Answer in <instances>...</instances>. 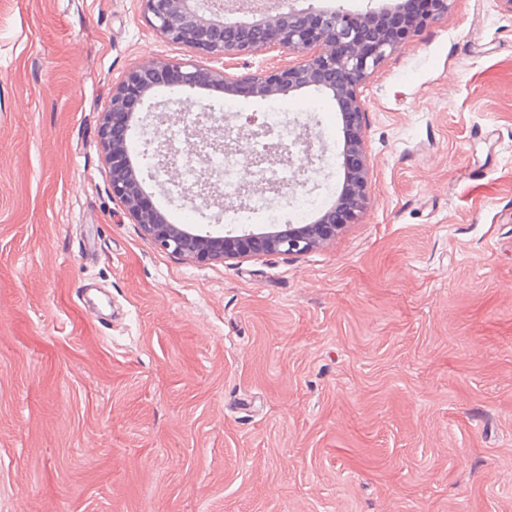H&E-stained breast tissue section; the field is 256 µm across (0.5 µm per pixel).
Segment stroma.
Listing matches in <instances>:
<instances>
[{"instance_id": "1", "label": "stroma", "mask_w": 512, "mask_h": 512, "mask_svg": "<svg viewBox=\"0 0 512 512\" xmlns=\"http://www.w3.org/2000/svg\"><path fill=\"white\" fill-rule=\"evenodd\" d=\"M209 64L140 0H0V512H512V0H452L360 88L366 211L199 264L114 200L133 66ZM305 186L331 95L281 96Z\"/></svg>"}]
</instances>
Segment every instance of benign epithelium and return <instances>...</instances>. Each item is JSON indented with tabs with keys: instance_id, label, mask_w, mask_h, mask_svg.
Returning <instances> with one entry per match:
<instances>
[{
	"instance_id": "1",
	"label": "benign epithelium",
	"mask_w": 512,
	"mask_h": 512,
	"mask_svg": "<svg viewBox=\"0 0 512 512\" xmlns=\"http://www.w3.org/2000/svg\"><path fill=\"white\" fill-rule=\"evenodd\" d=\"M144 15L167 41L184 45L210 57L206 66L180 59L151 60L129 69L112 89V100L102 113L100 140L105 150L112 198L125 208L152 244L163 252L195 262L273 255H302L336 237L343 225L332 210L314 223L254 234L215 235L203 228L186 230L167 221L148 199L142 180L130 162L128 131L134 112L157 88L183 92L217 87L247 97L266 99L297 89L327 92L342 112L346 125L344 154L352 159L348 189L344 194L345 223H355L368 204L370 163L365 150V112L359 89L373 76L386 56L412 40L430 21L448 13L450 0H432L430 12L390 31L384 20L389 9L354 14L340 5L325 7L322 0H225L217 8L213 0H141ZM247 19L233 17L240 11ZM270 48L297 55V61L277 70H251L249 56ZM241 61L246 72L231 75L226 69ZM308 134L300 133L288 145L274 146L275 158L296 162L293 149L308 150ZM197 203L203 209L217 199L206 194L208 170L199 171Z\"/></svg>"
}]
</instances>
